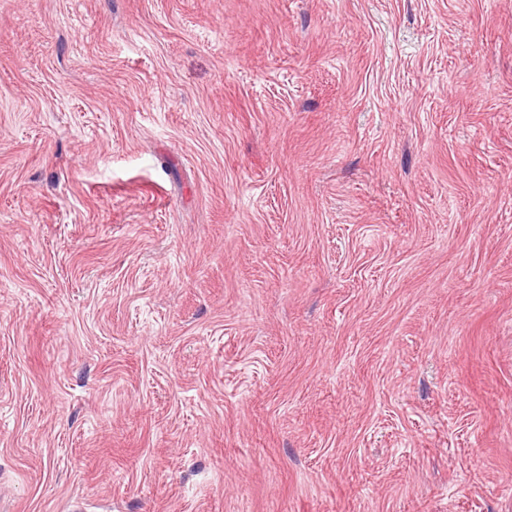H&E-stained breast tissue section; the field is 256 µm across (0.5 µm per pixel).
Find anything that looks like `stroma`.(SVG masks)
<instances>
[{"label":"stroma","instance_id":"obj_1","mask_svg":"<svg viewBox=\"0 0 512 512\" xmlns=\"http://www.w3.org/2000/svg\"><path fill=\"white\" fill-rule=\"evenodd\" d=\"M512 512V0H0V512Z\"/></svg>","mask_w":512,"mask_h":512}]
</instances>
